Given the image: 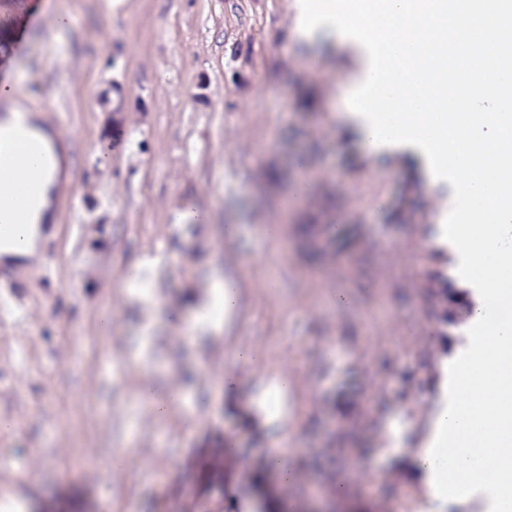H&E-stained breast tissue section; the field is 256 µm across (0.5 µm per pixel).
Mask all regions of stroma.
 <instances>
[{
	"mask_svg": "<svg viewBox=\"0 0 512 512\" xmlns=\"http://www.w3.org/2000/svg\"><path fill=\"white\" fill-rule=\"evenodd\" d=\"M292 18V0H0V81L56 108L71 159L45 260L0 301V512H183L192 491L204 512H244L257 486L268 512H306L312 490L333 512H421L408 450L457 328L429 292L464 291L430 240L417 169L375 168L335 119L358 50L296 40ZM298 178L310 196L284 210ZM188 200L212 222L171 224ZM233 222L245 235L229 244ZM227 273L241 283L232 331L188 334ZM339 289L349 308L332 304ZM239 342L265 371L234 361ZM147 377L187 404L155 419L137 395ZM392 418L398 451L380 447ZM277 448L301 472L285 488L265 466ZM118 452L129 463L114 470Z\"/></svg>",
	"mask_w": 512,
	"mask_h": 512,
	"instance_id": "stroma-1",
	"label": "stroma"
}]
</instances>
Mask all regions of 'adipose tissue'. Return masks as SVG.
<instances>
[{
    "instance_id": "1",
    "label": "adipose tissue",
    "mask_w": 512,
    "mask_h": 512,
    "mask_svg": "<svg viewBox=\"0 0 512 512\" xmlns=\"http://www.w3.org/2000/svg\"><path fill=\"white\" fill-rule=\"evenodd\" d=\"M41 113L31 112L25 118L10 116L0 121V141L5 146L26 141L34 153L46 155L45 165H36L33 157L26 162L0 155V198L11 199L20 210L13 238L0 241V263L30 268L40 259L47 226L54 221L55 200L66 184L62 163L54 155L52 135L42 123ZM215 311H199L191 329L205 334L219 332L233 323L240 310V284L236 277L223 276L214 282ZM444 368H437L435 391L424 431L414 448L411 460L418 473L422 498L430 512H450V504L437 502L430 486L432 470L427 450L434 438L437 423L446 406Z\"/></svg>"
}]
</instances>
